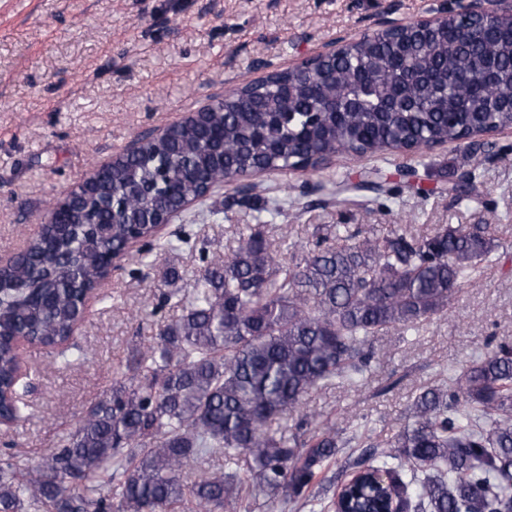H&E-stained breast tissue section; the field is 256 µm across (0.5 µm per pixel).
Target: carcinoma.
Instances as JSON below:
<instances>
[{
	"label": "carcinoma",
	"mask_w": 512,
	"mask_h": 512,
	"mask_svg": "<svg viewBox=\"0 0 512 512\" xmlns=\"http://www.w3.org/2000/svg\"><path fill=\"white\" fill-rule=\"evenodd\" d=\"M512 128V24L444 20L425 39L406 29L360 37L306 77L247 82L196 118L146 137L92 182L72 191L58 220L0 268V413L25 419L16 395L15 342L71 343L81 300L112 257L214 181L256 172L322 170L351 153L411 157L438 145ZM476 169L448 182L461 202ZM266 222L249 228L221 266L201 271L192 293L171 301L181 314L137 351L120 378L40 467L0 458V512H220L249 494L293 512H512V344L486 351L448 382L420 392L404 426L377 440L304 409L314 392L351 387L374 368L379 332L411 335L448 312L478 264L500 246L484 224L440 227L417 237L362 235L352 224L317 225L336 245L270 248ZM293 427L287 438L284 430ZM361 449L336 475L330 502L320 475L342 448ZM220 456L224 471L188 483L192 459ZM245 459L246 471L235 467Z\"/></svg>",
	"instance_id": "1"
}]
</instances>
